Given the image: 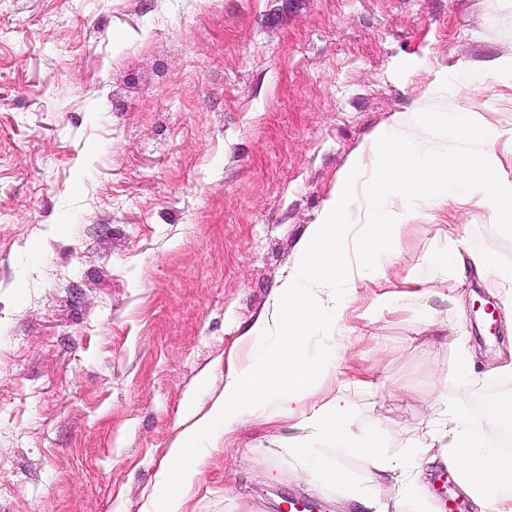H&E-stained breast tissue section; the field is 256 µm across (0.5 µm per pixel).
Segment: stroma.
<instances>
[{
    "instance_id": "obj_1",
    "label": "stroma",
    "mask_w": 512,
    "mask_h": 512,
    "mask_svg": "<svg viewBox=\"0 0 512 512\" xmlns=\"http://www.w3.org/2000/svg\"><path fill=\"white\" fill-rule=\"evenodd\" d=\"M510 54L512 0H0V512H144L188 401L223 393L351 156L401 112L512 128V82L487 77ZM451 224L512 265L482 208H419L388 281L356 282L349 350L306 400L359 383L353 426L382 425L392 456L444 403L471 415L477 392L512 390L489 373L508 325L480 312L502 298L470 271L464 320L422 294ZM387 294L401 311L379 313ZM459 334L470 379L442 343ZM298 433L261 417L217 440L185 512L396 493L332 448L350 485L300 479Z\"/></svg>"
}]
</instances>
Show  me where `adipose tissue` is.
Returning a JSON list of instances; mask_svg holds the SVG:
<instances>
[{"label": "adipose tissue", "mask_w": 512, "mask_h": 512, "mask_svg": "<svg viewBox=\"0 0 512 512\" xmlns=\"http://www.w3.org/2000/svg\"><path fill=\"white\" fill-rule=\"evenodd\" d=\"M508 145L512 146V128H498L479 112L444 109L414 119L399 117L372 136L351 159L335 196L310 225L270 313L247 335L252 360L227 375L223 393L173 441L149 512H184L186 494L207 454L206 443L263 415L296 419L303 434L288 452L304 462L307 475L324 483L345 485L349 477L340 468L322 466V445L360 456L374 469L396 475L404 495L411 496L420 493L423 463L440 455L447 458L479 512H512V454L486 429L491 422L512 426L511 392L486 400L478 419L445 404L433 426L398 457L386 455L382 426L361 434L352 429L350 384H339L319 406L304 405L306 395L336 371V339L346 331L348 288L359 277L386 276L392 264L391 245L418 205L432 209L451 198L472 202L512 234V176L500 159L501 147ZM361 190L367 202L366 240L352 261L346 249L354 230L349 213ZM447 240L443 262L450 272L441 279L438 295L452 303L460 301L461 283L452 270L468 263L486 287L512 289V267H503L493 250L472 248L452 233ZM313 342L318 345L316 355L305 357Z\"/></svg>", "instance_id": "obj_1"}]
</instances>
